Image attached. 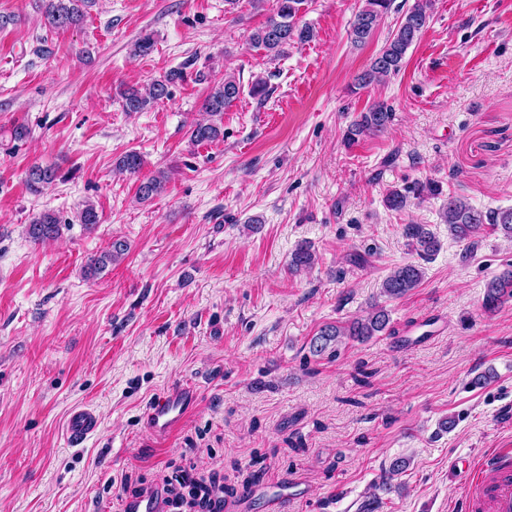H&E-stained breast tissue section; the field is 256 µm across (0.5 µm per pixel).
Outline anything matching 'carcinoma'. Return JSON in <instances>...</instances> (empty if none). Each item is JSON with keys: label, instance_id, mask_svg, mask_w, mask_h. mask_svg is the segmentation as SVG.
<instances>
[{"label": "carcinoma", "instance_id": "cac0c4a2", "mask_svg": "<svg viewBox=\"0 0 512 512\" xmlns=\"http://www.w3.org/2000/svg\"><path fill=\"white\" fill-rule=\"evenodd\" d=\"M43 16L52 29L67 28L80 24L88 8L96 0H42ZM307 0H272V14L266 24L250 36L253 46L265 51L270 57H278L292 44H305L315 37L312 25L300 21V12ZM392 0H363V5L355 14L351 24L350 38L356 45H362L372 36L391 9ZM432 0H415L412 8L396 22L395 33L386 41L384 47L372 58L368 68L359 74L355 85L364 88L374 81L398 74L404 65L408 49L420 38L425 30L426 21L431 17ZM184 79V72L171 70L153 81L145 90L128 87L120 91V103L126 112H142L155 102L171 96L170 86ZM241 87L232 77H226L218 83L205 98L203 109L213 117L209 123L196 124L190 133L191 141L200 144L211 142L223 134L221 121L224 108L236 100ZM392 119L391 108L384 102L373 103L360 113L347 127L344 140L351 145L363 137L374 136L385 131ZM144 165L142 156L129 151L116 162V169L130 175L139 173ZM57 178L56 171L50 167L33 165L26 173V184L34 193L51 185ZM167 175L160 171L139 185V198L150 200L160 195L166 186ZM439 193L437 184L430 181H415L403 189L389 191L385 198L386 206L401 211L410 204V199L422 200L429 195ZM444 223L448 224V233L459 241H473L485 227L502 233L512 240V208L482 211L470 205L465 198L448 195L443 210ZM60 218L44 211L33 217L27 225L28 237L35 243L52 240L60 234ZM408 246L420 258L433 256L439 248L435 234L425 224H407L404 228ZM127 245L114 240L109 248L97 258L90 260L88 269L95 272L103 268L106 262L121 258ZM315 255L307 244L299 246L292 254L290 269L300 271L311 267ZM423 279L422 267L417 263H406L394 268L382 282V293L388 298H401L417 288ZM512 299V264H508L501 273L492 277L487 285L483 300V309L487 313L496 312L507 300ZM390 317L383 307H375L366 316L357 318L345 326L327 325L318 336L311 340L312 352L325 353L331 342H340L347 336L352 340L364 341L388 330Z\"/></svg>", "mask_w": 512, "mask_h": 512}]
</instances>
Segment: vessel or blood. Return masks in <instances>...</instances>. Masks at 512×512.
Segmentation results:
<instances>
[{
	"label": "vessel or blood",
	"mask_w": 512,
	"mask_h": 512,
	"mask_svg": "<svg viewBox=\"0 0 512 512\" xmlns=\"http://www.w3.org/2000/svg\"><path fill=\"white\" fill-rule=\"evenodd\" d=\"M196 399L194 389L178 387L155 400L147 411V424L158 435L174 432ZM95 413L84 407L74 408L66 421V435L71 442L84 440L97 427ZM468 491L462 501L465 512H512V447L496 448L484 464L469 471ZM122 512H161L154 492H143L125 499Z\"/></svg>",
	"instance_id": "b4317fda"
}]
</instances>
